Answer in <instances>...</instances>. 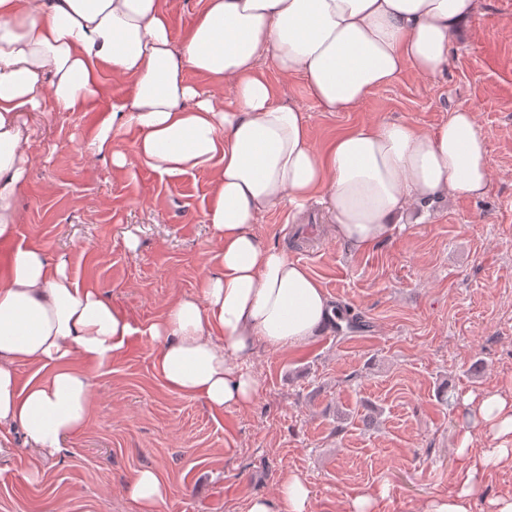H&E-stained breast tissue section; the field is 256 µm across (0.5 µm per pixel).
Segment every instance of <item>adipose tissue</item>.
Returning a JSON list of instances; mask_svg holds the SVG:
<instances>
[{"mask_svg":"<svg viewBox=\"0 0 512 512\" xmlns=\"http://www.w3.org/2000/svg\"><path fill=\"white\" fill-rule=\"evenodd\" d=\"M175 2L0 0V241L16 236L35 115L84 111L103 71L130 80L132 93L111 107L85 154L130 177L142 165L162 176L210 174L204 221L216 236L215 271L141 332L158 345L154 367L166 387L220 415L255 400L245 361L257 343L298 347L334 319L307 268L256 236L264 214L322 199L334 237L360 253L399 232L415 201L478 197L490 181L471 110L431 132L366 122L318 149L304 114L277 101L262 63L303 76L322 111L348 112L404 65L424 80L440 75L452 34L479 0H206L180 41L171 33ZM191 72L210 91L188 81ZM120 133L132 135L131 152L113 148ZM136 332L96 289L79 286L65 260L16 244L0 279V426L58 452L90 413L86 367L108 365ZM20 363L36 368L28 380ZM477 412L494 447L475 458L458 493L433 497L424 512H471L479 472L512 466V399L487 396ZM127 493L141 512H162L170 489L143 469ZM309 510L307 484L288 473L276 499L252 498L246 512Z\"/></svg>","mask_w":512,"mask_h":512,"instance_id":"1","label":"adipose tissue"}]
</instances>
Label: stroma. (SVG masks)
<instances>
[{"instance_id":"obj_1","label":"stroma","mask_w":512,"mask_h":512,"mask_svg":"<svg viewBox=\"0 0 512 512\" xmlns=\"http://www.w3.org/2000/svg\"><path fill=\"white\" fill-rule=\"evenodd\" d=\"M263 71L279 102L307 115L320 148L365 122L432 130L473 110L487 141L486 193L414 203L403 230L361 253L336 241L323 204L293 219L264 214L260 239L305 266L361 326L337 319L299 348L255 346L258 396L221 415L169 390L153 366L156 344L133 336L107 367H87L88 421L60 453L42 455L20 428H0V512H139L125 488L144 468L168 484L167 512H245L250 497H275L288 472L306 481L311 512H347L369 491L373 512H423L459 488L477 449L493 446L465 399L512 392V0H479L440 76L404 67L350 112L321 111L303 78L269 63ZM132 91L107 73L86 111L38 118L0 273L14 243L42 246L143 328L176 296L199 292L215 236L203 221L207 173L163 178L142 166L130 178L87 160L85 140ZM466 432L473 447L463 452Z\"/></svg>"}]
</instances>
